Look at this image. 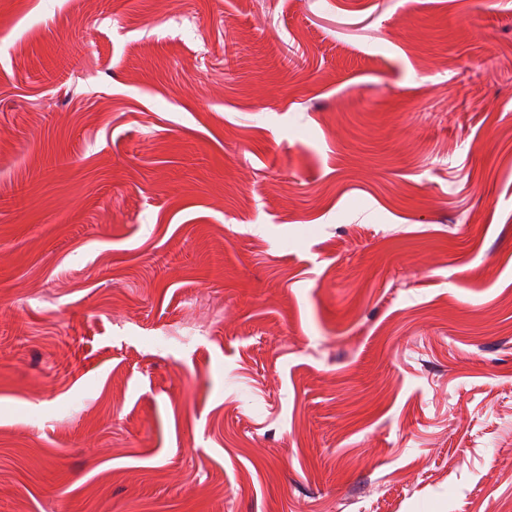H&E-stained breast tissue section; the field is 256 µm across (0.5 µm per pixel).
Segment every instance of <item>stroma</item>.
I'll return each mask as SVG.
<instances>
[{"label": "stroma", "instance_id": "stroma-1", "mask_svg": "<svg viewBox=\"0 0 512 512\" xmlns=\"http://www.w3.org/2000/svg\"><path fill=\"white\" fill-rule=\"evenodd\" d=\"M506 502L512 0H0V512Z\"/></svg>", "mask_w": 512, "mask_h": 512}]
</instances>
